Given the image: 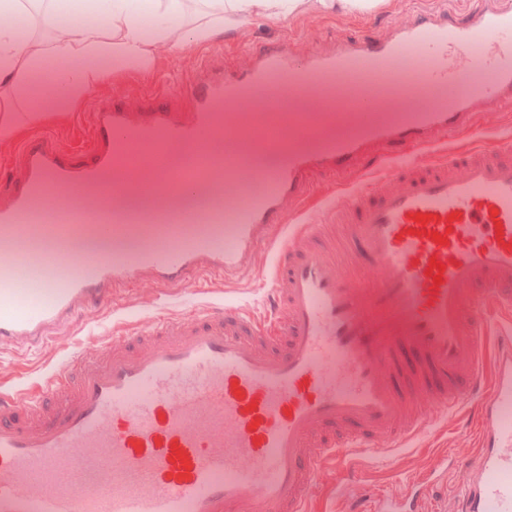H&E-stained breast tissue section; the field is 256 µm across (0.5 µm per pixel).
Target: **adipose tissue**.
<instances>
[{"label": "adipose tissue", "mask_w": 512, "mask_h": 512, "mask_svg": "<svg viewBox=\"0 0 512 512\" xmlns=\"http://www.w3.org/2000/svg\"><path fill=\"white\" fill-rule=\"evenodd\" d=\"M200 10L187 20L188 0H0L1 16L36 9L48 36L41 42L23 37L12 26H0V137L17 136L11 119L27 79L45 59L71 60L59 72L52 90L57 111L97 90L110 72L149 71L154 49L182 31L185 43L210 41L225 25L262 18L280 20L314 4L323 11L366 14L380 0H198Z\"/></svg>", "instance_id": "obj_1"}]
</instances>
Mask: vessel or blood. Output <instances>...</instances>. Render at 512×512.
<instances>
[{
  "label": "vessel or blood",
  "instance_id": "obj_1",
  "mask_svg": "<svg viewBox=\"0 0 512 512\" xmlns=\"http://www.w3.org/2000/svg\"><path fill=\"white\" fill-rule=\"evenodd\" d=\"M497 2L340 33L303 59L285 41L240 67L206 50L140 109L100 102L89 147L19 145L0 198V348L41 345L146 280L234 278L261 244L273 270L262 311L157 315L1 392L0 512H309L326 470L353 491L351 512H419L447 455L393 501L362 482L359 459L448 414L477 439L461 512H512V140L498 135L512 10ZM468 67L481 80L465 82ZM426 88L428 110L390 120ZM303 94L309 109L283 110ZM246 136L287 142V165L257 168ZM108 170L156 198L205 186L211 203L109 211ZM313 211L346 225L343 254ZM109 237L134 246L75 262L73 240Z\"/></svg>",
  "mask_w": 512,
  "mask_h": 512
}]
</instances>
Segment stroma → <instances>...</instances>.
<instances>
[{
  "instance_id": "1",
  "label": "stroma",
  "mask_w": 512,
  "mask_h": 512,
  "mask_svg": "<svg viewBox=\"0 0 512 512\" xmlns=\"http://www.w3.org/2000/svg\"><path fill=\"white\" fill-rule=\"evenodd\" d=\"M475 0H385L377 10L362 15H346L308 8L283 20L251 19L225 31L218 39V46L230 45L248 49L250 45L269 41L288 40L299 56H309L313 50L324 46L336 30L348 28L363 33L386 32L412 12L441 6L458 12L472 8ZM199 46L177 48L175 41H167L155 48L150 72L122 71L113 73L95 93L74 104L68 112L43 113L39 122H32L27 102H20L13 119L20 124L24 138L40 133L55 135L68 149L88 146L91 130L87 117L100 100L122 93L128 107L142 105L138 95L141 87L150 85L153 78L176 79L194 63ZM272 272L265 249H257L250 271L238 278L224 281L213 277L205 283L186 290L172 291L169 309L176 312L197 303H220L226 300L241 305L254 306L262 299V288ZM154 287L140 285L123 291L115 308L100 307L81 312L72 323L61 328V337L49 341L37 350L9 348L0 351V389L10 390L21 381L44 376L58 363L77 352L81 346L105 339L113 327L135 324L142 309L143 299L153 298ZM438 452L453 453L462 466L476 467V436L457 428L455 420L442 422L440 428L422 433L412 447L404 448L389 458H365L364 464L383 492L399 496L405 493L407 480L424 471L433 455Z\"/></svg>"
}]
</instances>
